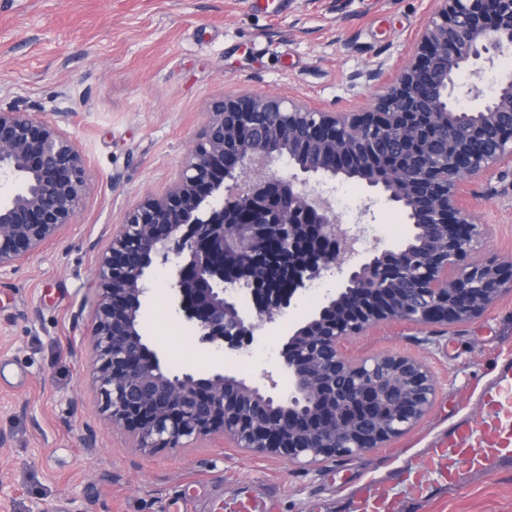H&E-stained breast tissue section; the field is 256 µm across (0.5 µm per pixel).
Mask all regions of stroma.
<instances>
[{
    "label": "stroma",
    "instance_id": "1",
    "mask_svg": "<svg viewBox=\"0 0 512 512\" xmlns=\"http://www.w3.org/2000/svg\"><path fill=\"white\" fill-rule=\"evenodd\" d=\"M430 0H0V109L57 124L86 163L83 202L58 241L0 274V512H209L241 485L273 495L279 512H337L366 479L421 458L453 421L479 417L480 387L512 357V296L448 326L381 323L351 337L348 355L423 360L437 392L427 414L382 447L314 465L237 447L228 437L141 448L109 423L83 341L96 308L92 271L127 212L159 193L207 120L212 101L279 94L324 112H363L412 52ZM328 197L346 225L381 247L403 246L413 227L362 181L337 178ZM467 203L485 224L477 258L512 259V172L490 170ZM342 281L316 280L315 304L296 294L258 332L248 367L236 350L200 344L169 306L155 271L143 331L165 368L204 377L221 369L250 382L270 371L288 393L281 353L293 330ZM195 359L174 361L180 343ZM402 512H512V462L468 474L452 491Z\"/></svg>",
    "mask_w": 512,
    "mask_h": 512
}]
</instances>
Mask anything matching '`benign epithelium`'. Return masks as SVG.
Returning a JSON list of instances; mask_svg holds the SVG:
<instances>
[{
	"label": "benign epithelium",
	"instance_id": "7a95c632",
	"mask_svg": "<svg viewBox=\"0 0 512 512\" xmlns=\"http://www.w3.org/2000/svg\"><path fill=\"white\" fill-rule=\"evenodd\" d=\"M416 32L414 51L366 112H321L278 95L214 101L178 178L167 191L131 210L100 254L99 300L84 341L97 363L96 383L109 421L141 448H173L188 437L221 432L240 448L314 463L377 448L428 410L436 381L421 360L401 355L353 359L350 337L381 321L453 324L482 314L512 293V263L472 260L485 234L465 202L480 173L512 169V74L489 97L457 74L478 77L512 49V0H433ZM463 99H475L470 107ZM429 122L450 129L443 154L415 168L372 174L355 166L374 135L403 136ZM288 158L289 173L271 167ZM357 168L356 177L386 195L411 223L423 189L427 216L443 229L444 246L397 276L405 298L366 296L392 274L379 264L402 251L362 250L360 228L342 224L322 186ZM19 184L0 197V270L13 269L71 224L86 184L85 161L59 126L29 112L0 109V181ZM234 191L224 197V191ZM167 270L172 306L194 324L200 341L221 350L251 345L305 282L345 274L343 287L290 336L288 421L259 420L252 409L281 402L244 379L215 371L205 378L173 373L151 351L141 325L150 271ZM255 317L240 309L241 291ZM359 310L332 317L342 294ZM349 375L328 389L327 377Z\"/></svg>",
	"mask_w": 512,
	"mask_h": 512
}]
</instances>
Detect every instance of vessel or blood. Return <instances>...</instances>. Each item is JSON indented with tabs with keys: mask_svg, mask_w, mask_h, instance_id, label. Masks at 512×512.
Returning <instances> with one entry per match:
<instances>
[{
	"mask_svg": "<svg viewBox=\"0 0 512 512\" xmlns=\"http://www.w3.org/2000/svg\"><path fill=\"white\" fill-rule=\"evenodd\" d=\"M479 418L465 417L448 426L425 458L401 466L390 485L368 479L349 493L342 512H401L399 493L424 484L456 487L474 471L489 472L512 461V359L501 363L493 380L482 387ZM223 512H277L274 499L246 489L225 498Z\"/></svg>",
	"mask_w": 512,
	"mask_h": 512,
	"instance_id": "b4317fda",
	"label": "vessel or blood"
}]
</instances>
